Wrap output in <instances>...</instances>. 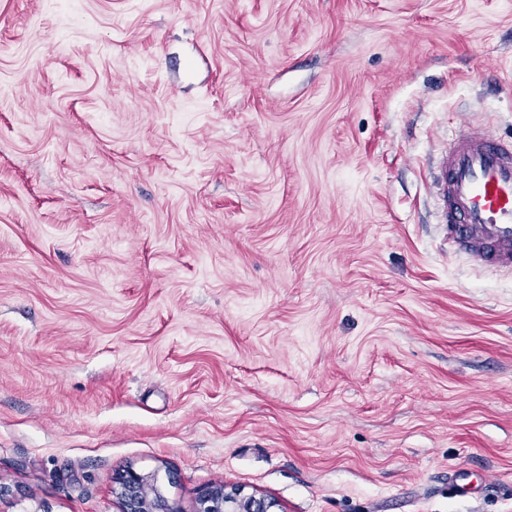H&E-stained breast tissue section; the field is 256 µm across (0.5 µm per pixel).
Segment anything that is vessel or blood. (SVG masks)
<instances>
[{"mask_svg": "<svg viewBox=\"0 0 512 512\" xmlns=\"http://www.w3.org/2000/svg\"><path fill=\"white\" fill-rule=\"evenodd\" d=\"M431 179L449 249L479 268L512 271V137L486 127L463 130Z\"/></svg>", "mask_w": 512, "mask_h": 512, "instance_id": "obj_1", "label": "vessel or blood"}]
</instances>
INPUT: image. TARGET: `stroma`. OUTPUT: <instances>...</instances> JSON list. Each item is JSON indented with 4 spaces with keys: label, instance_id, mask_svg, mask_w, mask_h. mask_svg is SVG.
I'll return each mask as SVG.
<instances>
[{
    "label": "stroma",
    "instance_id": "stroma-1",
    "mask_svg": "<svg viewBox=\"0 0 512 512\" xmlns=\"http://www.w3.org/2000/svg\"><path fill=\"white\" fill-rule=\"evenodd\" d=\"M471 122L512 0H0V512H512V276L428 178ZM147 479L134 471H128L119 478L120 512H179L164 494L151 496L148 493L144 486ZM275 501L237 488L207 487L198 493L196 512H276Z\"/></svg>",
    "mask_w": 512,
    "mask_h": 512
}]
</instances>
